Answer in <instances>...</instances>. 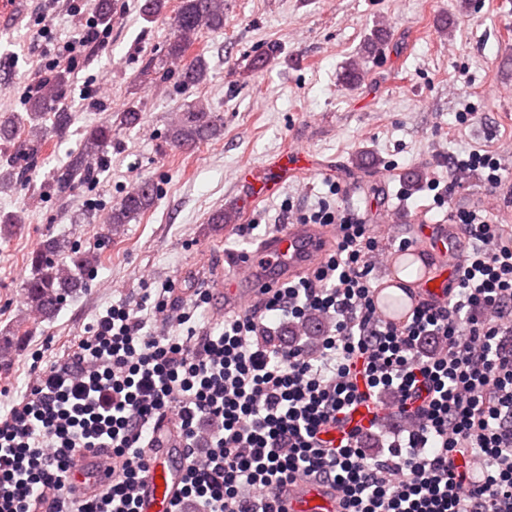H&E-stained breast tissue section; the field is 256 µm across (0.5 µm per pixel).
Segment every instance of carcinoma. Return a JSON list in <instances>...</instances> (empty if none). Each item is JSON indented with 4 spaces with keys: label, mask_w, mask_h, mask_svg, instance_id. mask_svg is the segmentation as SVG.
<instances>
[{
    "label": "carcinoma",
    "mask_w": 512,
    "mask_h": 512,
    "mask_svg": "<svg viewBox=\"0 0 512 512\" xmlns=\"http://www.w3.org/2000/svg\"><path fill=\"white\" fill-rule=\"evenodd\" d=\"M202 30L212 33L224 31V0H181L175 16L173 34L165 49V57L178 63V69L168 70L166 75L176 77L178 85L183 88L198 86L207 76V63L204 58L200 55L192 58L187 56L192 37ZM65 83L64 73L55 74L48 82L47 96L33 100L26 116L1 117L0 147L6 148L14 144L20 149L25 147V144L17 140L18 128L37 123L47 109V99L57 95ZM140 120V112L127 109L118 113L113 122L86 130L82 157L69 166L61 181L71 182L77 178L81 182H91L95 169L90 158L111 141L115 129L133 127ZM223 132V118L205 104L197 103L176 113L168 131V140L178 145L192 146L215 140ZM155 198V189L147 182L141 188L128 193L107 214L100 228V238H112L113 231L151 208ZM18 223L19 215L0 213V238H10ZM98 261V253L91 249L86 250L81 245L68 247L65 240L57 237L46 239L41 248L31 256L33 273L25 283L29 312L42 321L54 318L63 299L85 286V276Z\"/></svg>",
    "instance_id": "1"
}]
</instances>
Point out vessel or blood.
<instances>
[{"mask_svg":"<svg viewBox=\"0 0 512 512\" xmlns=\"http://www.w3.org/2000/svg\"><path fill=\"white\" fill-rule=\"evenodd\" d=\"M242 184L246 198L251 199L272 194L279 181L272 177L258 180L246 176ZM455 235L453 225L429 226L426 246L440 257L441 263L416 280L415 291L439 300L444 298L447 277L462 261ZM328 239L326 229L312 224H288L267 236L257 250L235 257L224 278L225 312L241 311L250 301L261 297L265 290L321 261L326 255ZM183 475V450L178 439L169 434L157 438L144 478L140 512H170ZM100 480L99 458L85 457L74 474L75 483L91 489ZM281 499L286 512H337L339 508L331 489L309 480L287 487Z\"/></svg>","mask_w":512,"mask_h":512,"instance_id":"vessel-or-blood-1","label":"vessel or blood"}]
</instances>
